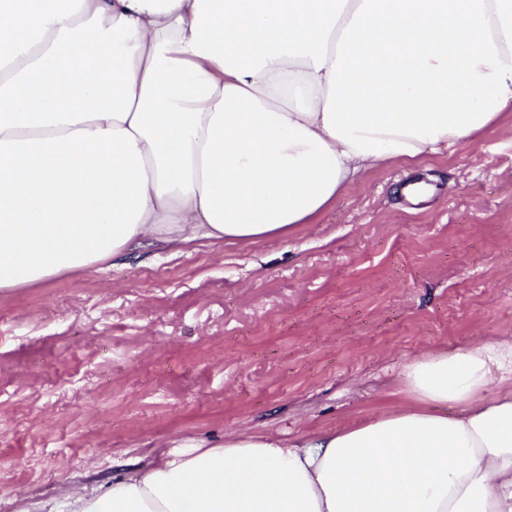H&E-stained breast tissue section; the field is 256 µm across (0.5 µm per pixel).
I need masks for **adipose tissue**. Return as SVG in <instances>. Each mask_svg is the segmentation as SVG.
Masks as SVG:
<instances>
[{"label":"adipose tissue","instance_id":"obj_1","mask_svg":"<svg viewBox=\"0 0 512 512\" xmlns=\"http://www.w3.org/2000/svg\"><path fill=\"white\" fill-rule=\"evenodd\" d=\"M512 112V0H0V289L313 223ZM499 391H492V384ZM408 405L188 442L60 512H512V341Z\"/></svg>","mask_w":512,"mask_h":512}]
</instances>
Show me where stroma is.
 Here are the masks:
<instances>
[{"mask_svg": "<svg viewBox=\"0 0 512 512\" xmlns=\"http://www.w3.org/2000/svg\"><path fill=\"white\" fill-rule=\"evenodd\" d=\"M439 192L415 208L403 178ZM512 336V113L364 172L287 237L199 241L0 290V512L189 440L404 405V368Z\"/></svg>", "mask_w": 512, "mask_h": 512, "instance_id": "obj_1", "label": "stroma"}]
</instances>
